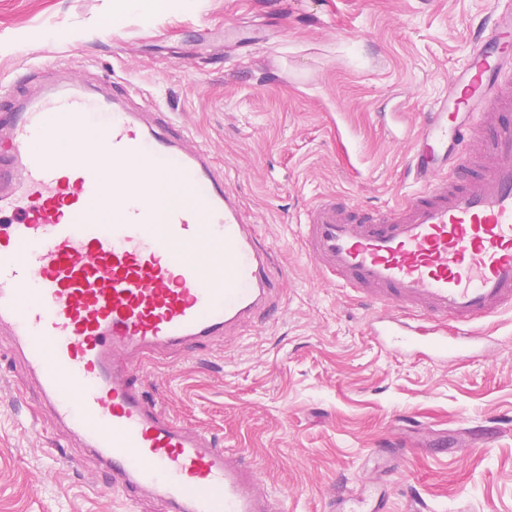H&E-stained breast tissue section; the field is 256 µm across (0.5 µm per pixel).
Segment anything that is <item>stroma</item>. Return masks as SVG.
Listing matches in <instances>:
<instances>
[{"instance_id": "1", "label": "stroma", "mask_w": 512, "mask_h": 512, "mask_svg": "<svg viewBox=\"0 0 512 512\" xmlns=\"http://www.w3.org/2000/svg\"><path fill=\"white\" fill-rule=\"evenodd\" d=\"M0 0V78L32 94L61 74L128 83L210 149L286 280L282 310L144 360L149 396L257 461L288 512L352 490L392 512H512V344L401 356L361 299L328 284L296 221L318 197L367 208L416 192L410 127L464 68L489 0ZM256 29L246 47L225 27ZM37 69H29L30 61ZM101 467L43 412L0 331V512H167L108 491Z\"/></svg>"}]
</instances>
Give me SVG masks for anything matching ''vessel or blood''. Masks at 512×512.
Returning a JSON list of instances; mask_svg holds the SVG:
<instances>
[{
    "label": "vessel or blood",
    "instance_id": "1",
    "mask_svg": "<svg viewBox=\"0 0 512 512\" xmlns=\"http://www.w3.org/2000/svg\"><path fill=\"white\" fill-rule=\"evenodd\" d=\"M412 130L417 192L305 211V253L412 355L512 313V0ZM67 76L0 113V330L67 428L127 499L169 512H286L258 467L150 398L135 359L231 335L282 307L284 273L206 148L167 112ZM101 141L115 172L84 156Z\"/></svg>",
    "mask_w": 512,
    "mask_h": 512
}]
</instances>
